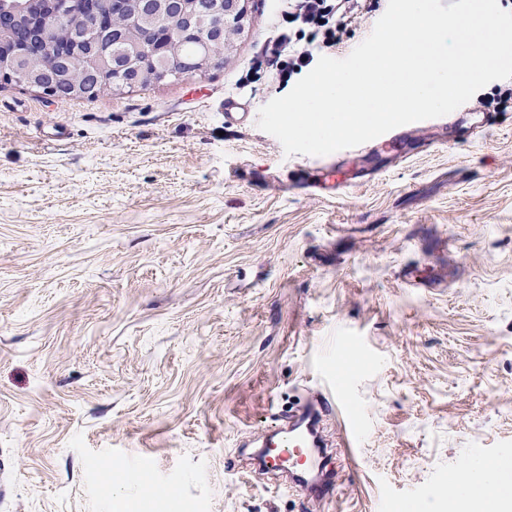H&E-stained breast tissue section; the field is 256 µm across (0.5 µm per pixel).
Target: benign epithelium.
<instances>
[{
  "label": "benign epithelium",
  "instance_id": "benign-epithelium-1",
  "mask_svg": "<svg viewBox=\"0 0 512 512\" xmlns=\"http://www.w3.org/2000/svg\"><path fill=\"white\" fill-rule=\"evenodd\" d=\"M36 0H0V80H22L49 96L63 94L53 58L71 60L57 45L56 35L70 29L91 47L81 61L82 74L71 78L72 92L138 88L150 69L166 79L172 75L202 76L213 59L231 52L249 31L250 0H54L53 18L36 9ZM165 29L151 52L133 43V50L117 61L112 43L130 31ZM196 39L200 50L180 53L182 41Z\"/></svg>",
  "mask_w": 512,
  "mask_h": 512
}]
</instances>
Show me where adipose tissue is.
<instances>
[{
	"label": "adipose tissue",
	"mask_w": 512,
	"mask_h": 512,
	"mask_svg": "<svg viewBox=\"0 0 512 512\" xmlns=\"http://www.w3.org/2000/svg\"><path fill=\"white\" fill-rule=\"evenodd\" d=\"M453 474L449 496L457 512H507L512 507V481L499 463L467 458Z\"/></svg>",
	"instance_id": "ef3b65f1"
}]
</instances>
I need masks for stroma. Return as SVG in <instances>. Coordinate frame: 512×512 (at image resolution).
Here are the masks:
<instances>
[{
    "label": "stroma",
    "instance_id": "stroma-1",
    "mask_svg": "<svg viewBox=\"0 0 512 512\" xmlns=\"http://www.w3.org/2000/svg\"><path fill=\"white\" fill-rule=\"evenodd\" d=\"M329 49L342 59L388 0ZM274 0L201 77L50 97L0 83V512H410L460 459L512 475V106L501 81L395 145L285 155L249 68ZM234 101L243 122L224 121ZM335 180L339 194L319 190ZM322 399L334 490L253 463Z\"/></svg>",
    "mask_w": 512,
    "mask_h": 512
}]
</instances>
